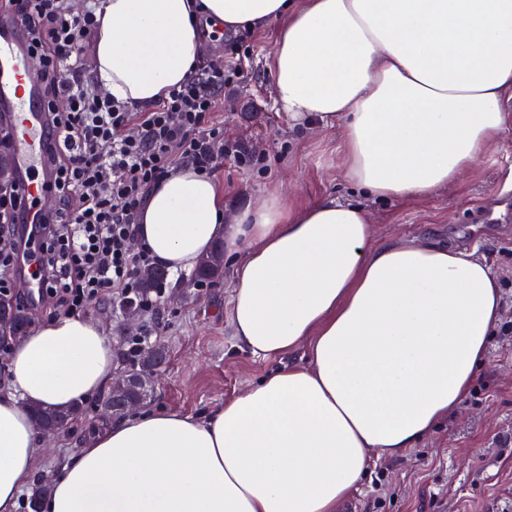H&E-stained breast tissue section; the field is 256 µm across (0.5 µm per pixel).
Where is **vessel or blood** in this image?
Returning a JSON list of instances; mask_svg holds the SVG:
<instances>
[{
    "label": "vessel or blood",
    "instance_id": "vessel-or-blood-1",
    "mask_svg": "<svg viewBox=\"0 0 512 512\" xmlns=\"http://www.w3.org/2000/svg\"><path fill=\"white\" fill-rule=\"evenodd\" d=\"M0 112L8 116L16 132L11 168L25 178L30 198H40L45 188L32 176L42 166L47 150L40 89L17 29L5 22L0 24Z\"/></svg>",
    "mask_w": 512,
    "mask_h": 512
}]
</instances>
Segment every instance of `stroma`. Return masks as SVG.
Segmentation results:
<instances>
[{
  "label": "stroma",
  "instance_id": "1",
  "mask_svg": "<svg viewBox=\"0 0 512 512\" xmlns=\"http://www.w3.org/2000/svg\"><path fill=\"white\" fill-rule=\"evenodd\" d=\"M278 23L253 28L240 50L243 74L215 114L225 138L265 154L263 169L225 160L216 179L227 211L279 192L288 204L321 198L364 207L373 239L431 235L465 246L496 274L502 321L484 366L460 409L415 448L376 460L351 498L355 512H512V133L458 181L424 200L378 199L342 176V128H293L274 103L271 55ZM233 258L217 283L197 285L192 272L169 274L157 312L140 313L154 328L167 362L146 407L202 415L256 382L273 364L236 347L231 321ZM102 395L50 439L35 477L50 480L105 418Z\"/></svg>",
  "mask_w": 512,
  "mask_h": 512
}]
</instances>
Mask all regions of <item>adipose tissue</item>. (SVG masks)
I'll return each mask as SVG.
<instances>
[{"mask_svg":"<svg viewBox=\"0 0 512 512\" xmlns=\"http://www.w3.org/2000/svg\"><path fill=\"white\" fill-rule=\"evenodd\" d=\"M96 81L159 100L191 74L201 15L279 22L275 101L292 127L341 124L346 181L422 200L512 131V0H102ZM137 238L172 271L216 243L238 255L237 346L277 361L201 416L143 411L97 432L54 475L43 512H337L371 456L413 448L460 408L500 319L490 267L430 237L372 240L363 208L273 192L226 216L190 165L152 190ZM99 324L65 316L13 342L0 394V512H17L44 437L30 408L66 410L112 381Z\"/></svg>","mask_w":512,"mask_h":512,"instance_id":"1","label":"adipose tissue"}]
</instances>
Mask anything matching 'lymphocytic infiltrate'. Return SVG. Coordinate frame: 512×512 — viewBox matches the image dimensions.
Listing matches in <instances>:
<instances>
[{
  "label": "lymphocytic infiltrate",
  "instance_id": "lymphocytic-infiltrate-1",
  "mask_svg": "<svg viewBox=\"0 0 512 512\" xmlns=\"http://www.w3.org/2000/svg\"><path fill=\"white\" fill-rule=\"evenodd\" d=\"M98 0L73 11L67 0H0L40 61L37 79L53 143L46 156L49 188L57 199L44 213L37 273L59 315H86L104 301L156 306L142 295L140 270L153 266L137 241L136 224L148 193L180 164L214 175L223 157L251 166L260 159L224 138L212 115L240 75L232 35L224 50L203 59L187 80L158 101L132 106L98 93L82 50L98 28ZM65 109H58V101ZM31 202L17 182L0 190V267L15 263V227Z\"/></svg>",
  "mask_w": 512,
  "mask_h": 512
}]
</instances>
